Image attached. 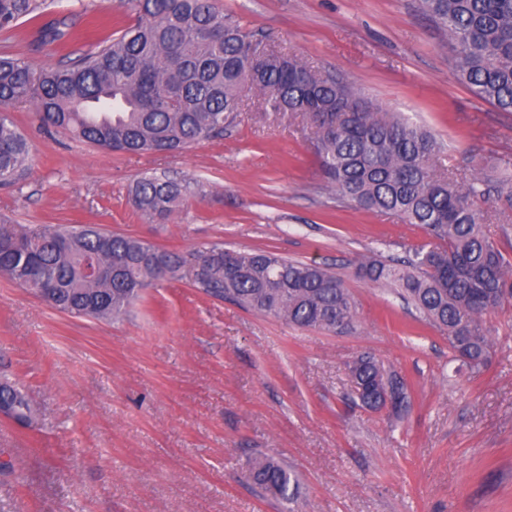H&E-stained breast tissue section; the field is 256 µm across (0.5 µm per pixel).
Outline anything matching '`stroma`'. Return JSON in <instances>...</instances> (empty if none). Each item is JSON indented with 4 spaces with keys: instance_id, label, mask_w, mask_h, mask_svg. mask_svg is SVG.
Here are the masks:
<instances>
[{
    "instance_id": "35a3bbf8",
    "label": "stroma",
    "mask_w": 512,
    "mask_h": 512,
    "mask_svg": "<svg viewBox=\"0 0 512 512\" xmlns=\"http://www.w3.org/2000/svg\"><path fill=\"white\" fill-rule=\"evenodd\" d=\"M224 13L316 69L340 74L446 146L459 176L512 174V112L458 81L446 32L418 0H218ZM76 14L73 49L133 24L123 0H55ZM63 65L28 24L0 33V55ZM9 117L29 170L0 186V217L99 224L159 248L205 242L264 249L330 268L359 304L351 331L301 329L205 298L189 280L147 288L121 321L59 312L0 276V376L36 408L34 427L0 416V512H281L251 480L272 458L297 480V512H512V308L487 318L478 373L394 288L358 275L362 258L425 239L397 216L340 203L301 118L246 100L222 138L182 153L130 156ZM198 183L167 223L145 220L129 189L142 176ZM371 353L409 384L401 416L355 397L349 367Z\"/></svg>"
}]
</instances>
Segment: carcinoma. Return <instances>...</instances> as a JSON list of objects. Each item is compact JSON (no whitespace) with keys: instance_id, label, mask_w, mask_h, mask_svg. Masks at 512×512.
<instances>
[{"instance_id":"obj_1","label":"carcinoma","mask_w":512,"mask_h":512,"mask_svg":"<svg viewBox=\"0 0 512 512\" xmlns=\"http://www.w3.org/2000/svg\"><path fill=\"white\" fill-rule=\"evenodd\" d=\"M448 33L454 69L482 100L512 112V0H420ZM131 26L107 33L93 50L59 68L0 56V186L17 183L29 141L6 112L32 105L42 123L101 149L129 155L167 154L224 135L244 99L266 112L299 115L315 128L312 147L326 185L359 209L393 214L421 227L430 240L397 259L368 256L358 274L394 286L426 322L468 338L464 365L478 373L492 342L486 317L512 303V259L483 231L478 201L491 193L512 203V181L482 175L459 179L436 169L442 144L427 130L386 111L344 78L302 62L263 36L246 31L216 0H126ZM40 0H0V30L25 18L36 42L66 46L63 21L44 20ZM194 196L190 182L144 176L131 189L137 211L163 224ZM0 275L77 317L116 321L144 289L189 279L204 295L258 315L328 332L348 331L359 307L329 269L264 250L237 251L207 243L185 253L160 249L97 224H43L16 233L0 224ZM357 397L372 411L409 410L406 383L370 354L351 366ZM0 411L34 423L28 396L0 382ZM254 483L286 504L295 478L264 459Z\"/></svg>"}]
</instances>
